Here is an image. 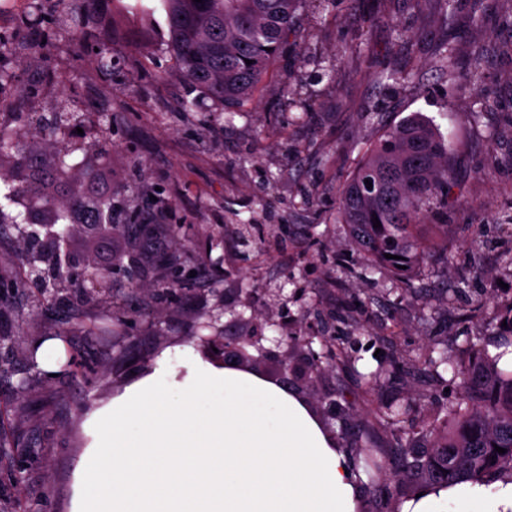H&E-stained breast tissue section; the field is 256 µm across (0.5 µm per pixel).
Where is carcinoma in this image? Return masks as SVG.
Listing matches in <instances>:
<instances>
[{
	"mask_svg": "<svg viewBox=\"0 0 512 512\" xmlns=\"http://www.w3.org/2000/svg\"><path fill=\"white\" fill-rule=\"evenodd\" d=\"M306 0H153L147 10L165 13L169 50L174 69L183 84L201 90L217 104L219 112H235L250 101L263 79L268 63L288 52L290 39L300 34L301 4ZM25 46L20 40L0 36V83L19 85L22 96H33L39 85L21 84L8 66L10 56ZM471 69H455V49L442 48L441 70L457 85H478L483 52L472 51ZM98 66L112 76L114 52L101 47ZM252 64H246V61ZM79 108L72 105L54 119H33L27 128L0 117V201L20 204L30 192L29 179L39 181L46 224L54 225L58 242L65 243L70 208L87 197L93 201L90 224H110L112 233L136 237L132 230L147 232L151 225L138 209H129L125 223L115 224V206L108 195L94 196L93 185L112 181V167L98 156L86 155L75 164L77 148L65 140V127ZM372 116L381 135L367 150L359 167L344 181L338 196V213L350 229L351 240L362 255L394 269L402 277L412 275L425 260L415 233L421 216L448 198L453 182L451 147L434 121L412 112L397 123H386L378 111ZM372 187H367L365 180ZM380 227H373V219ZM393 258L387 259L385 255ZM108 274L92 267L75 277L65 265L58 267L54 287L104 292ZM484 349L471 348L465 364L451 354L429 365L450 364L458 389L454 413L444 426L426 430L425 439L407 441L395 452L394 478L426 486L459 480L491 481L512 474V367L500 364ZM506 449L499 453L495 447Z\"/></svg>",
	"mask_w": 512,
	"mask_h": 512,
	"instance_id": "1",
	"label": "carcinoma"
}]
</instances>
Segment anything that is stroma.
<instances>
[{
    "label": "stroma",
    "mask_w": 512,
    "mask_h": 512,
    "mask_svg": "<svg viewBox=\"0 0 512 512\" xmlns=\"http://www.w3.org/2000/svg\"><path fill=\"white\" fill-rule=\"evenodd\" d=\"M138 0H89L98 40L115 49L111 78L93 62V44L76 45L66 21L69 0H44L42 27L31 43L50 39L49 55L28 49L10 63L39 96L11 94L5 111L27 119L84 103L67 137L75 144L103 141L112 167V198L139 206L149 223L180 224L173 237L138 240L136 258L145 286L162 259L191 252L214 277L173 289L156 312L137 318L127 337L104 345L85 335L83 323L110 322L112 300L132 285L113 273L102 299L87 302L62 291L43 297L54 269L41 261L21 291L0 294V512H72L77 466L90 443L88 416L147 370L163 353L184 344L202 346L223 336L255 355L267 374L293 361L294 343L332 336L335 369L301 383L316 414L349 452L364 512H399L418 489L395 484L390 474L371 477L353 444L347 414L359 408L372 440L386 454L444 423L457 402L451 372L431 371L419 356L453 348L467 361L468 343L500 351L512 317V57L498 45L512 39V0H458L445 18L441 0H330L306 4L303 35L287 57L270 63L253 102L229 114L203 93H190L171 75L167 24L146 15ZM484 23L474 26V7ZM409 27L398 40L394 22ZM353 51H346L348 43ZM456 47V68L472 66V48L484 51L479 89L451 88L438 64L444 44ZM334 68L336 80L313 82L309 60ZM410 70L412 84L389 89L379 76ZM309 112L281 98L288 79ZM496 97L495 111L472 123L481 94ZM194 96L196 106L182 101ZM112 110L104 123L100 106ZM391 117L413 112L432 117L456 157L447 202L425 213L420 229L426 261L409 285L389 267L366 265L340 224L336 202L345 178L378 137L370 107ZM450 225L442 233L440 225ZM77 251L111 271L126 258L125 241L88 239ZM60 336L66 362L56 376L33 364L32 345ZM390 486L380 498L376 483Z\"/></svg>",
    "instance_id": "1"
}]
</instances>
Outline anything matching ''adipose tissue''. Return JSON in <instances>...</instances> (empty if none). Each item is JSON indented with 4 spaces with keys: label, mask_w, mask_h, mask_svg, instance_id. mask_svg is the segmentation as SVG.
<instances>
[{
    "label": "adipose tissue",
    "mask_w": 512,
    "mask_h": 512,
    "mask_svg": "<svg viewBox=\"0 0 512 512\" xmlns=\"http://www.w3.org/2000/svg\"><path fill=\"white\" fill-rule=\"evenodd\" d=\"M87 430L75 512H361L348 456L302 394L191 345ZM401 512H512V477L429 487Z\"/></svg>",
    "instance_id": "obj_1"
}]
</instances>
